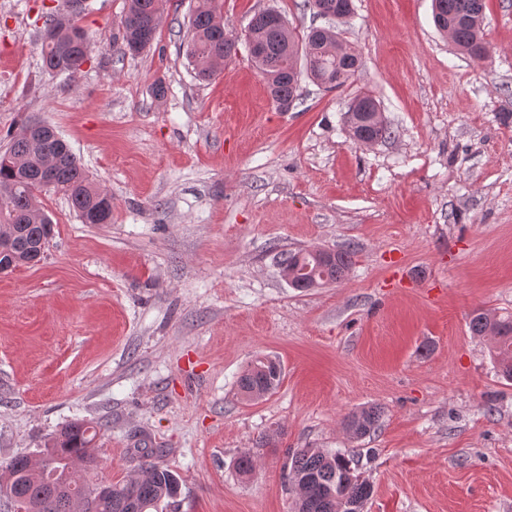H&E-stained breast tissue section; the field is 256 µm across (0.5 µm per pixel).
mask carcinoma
<instances>
[{"label": "carcinoma", "mask_w": 512, "mask_h": 512, "mask_svg": "<svg viewBox=\"0 0 512 512\" xmlns=\"http://www.w3.org/2000/svg\"><path fill=\"white\" fill-rule=\"evenodd\" d=\"M164 0H126L121 20L124 32L117 44L123 53L139 54L153 44L163 20ZM303 7L315 16L331 15L335 20L325 27L296 34L286 17L275 8L255 13L247 31L255 42L250 55L266 80L274 105L294 102L302 78L306 77L328 89L344 88L362 66L359 55L339 38L338 25L353 13L352 0H305ZM485 0H433V21L437 29L470 59L481 62L487 57L483 33ZM80 17L59 7L46 20L41 55L44 67L52 71L61 66L75 76L80 61L90 46H82L70 35ZM235 50L224 34L213 0H199L190 15L186 59L195 76L213 78ZM380 106L367 92L356 95L344 113L353 141L388 139L392 131L387 123L377 124L369 113ZM29 121L21 122L9 134V143L0 151V198L10 195L6 209H0V225L12 224L21 231L26 243L47 236L49 220L38 204L22 172L48 168L54 185L64 191L79 219H93L105 212L112 220V196L96 187L89 174L65 141L54 137L29 140L25 137ZM355 250L348 247L335 251L328 261L318 260L308 249L291 251L280 258L281 271L307 270L306 287L319 288L341 283L353 264ZM475 336L493 340V361L497 375L512 381V316L497 317L477 311L469 321ZM282 380V366L274 357L259 356L251 361L237 380L239 393L247 400H257L273 393ZM383 416L382 408L369 405L344 419L346 431L355 439L375 433ZM96 429L76 421L61 429L46 449L54 461L62 486L101 488L103 494L85 496L66 503L56 512H161L180 493V478L171 470L151 461L153 449L143 451L138 473L116 483H92L89 474L98 467V455L92 448ZM284 479L296 492L293 512H364L373 495L372 484L362 476L358 464L345 454L328 448H297L287 453L283 465ZM13 492L16 512H48L47 495L36 473V464L26 455L0 461V489Z\"/></svg>", "instance_id": "obj_1"}]
</instances>
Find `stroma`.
I'll use <instances>...</instances> for the list:
<instances>
[{"label": "stroma", "instance_id": "obj_1", "mask_svg": "<svg viewBox=\"0 0 512 512\" xmlns=\"http://www.w3.org/2000/svg\"><path fill=\"white\" fill-rule=\"evenodd\" d=\"M431 3L353 0L339 33L361 69L333 92L302 80L282 112L246 45L195 79L197 0H167L137 56L112 46L125 0H90L74 78L43 66L47 0H0V140L48 121L112 197L111 223L84 224L42 191L43 260L0 274V460L40 459L84 419L94 480L156 449L182 480L177 512H291L285 452L306 446L358 459L364 512H512V383L468 328L478 309L512 314V0H486L480 64L437 32ZM271 6L298 33L319 23L303 0H215L238 36ZM362 92L390 139L350 138ZM350 244L341 284L281 277L283 252ZM260 355L283 377L247 402L236 382ZM371 404L379 429L351 438L344 418ZM272 429L279 442L259 446Z\"/></svg>", "mask_w": 512, "mask_h": 512}]
</instances>
